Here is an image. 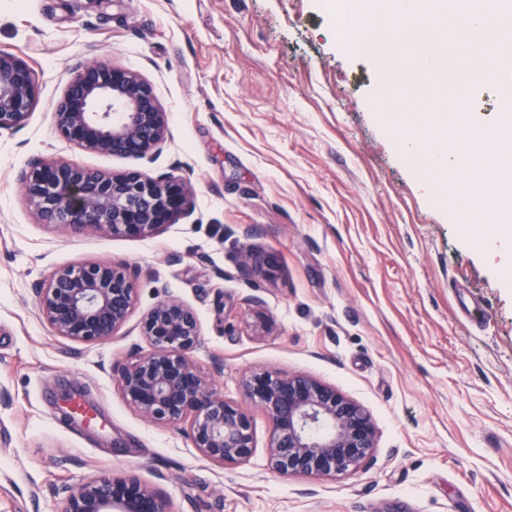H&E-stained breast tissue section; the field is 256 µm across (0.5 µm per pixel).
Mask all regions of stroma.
I'll list each match as a JSON object with an SVG mask.
<instances>
[{
  "mask_svg": "<svg viewBox=\"0 0 512 512\" xmlns=\"http://www.w3.org/2000/svg\"><path fill=\"white\" fill-rule=\"evenodd\" d=\"M464 33L454 13L420 18L403 45L413 65L431 31ZM395 87L385 132L369 54L336 40L327 0H0V51L35 68L24 125L0 133V512H57L58 489L99 471L157 484L172 512H512V288L470 243L459 194L421 196L397 138L478 146L512 122L507 78L461 88L448 76L477 43ZM108 57L149 82L169 135L152 159L85 151L53 122L74 67ZM36 160L109 173L171 174L192 190L188 217L144 239L50 226L26 205L19 172ZM273 259L266 279L241 262ZM129 266L136 300L112 339L52 332L36 285L59 268ZM198 314L203 368L226 399L250 370L305 373L360 403L375 426L371 459L336 478L282 476L268 462L270 422L252 409L255 449L205 460L182 429L127 405L117 370L144 349L138 324L164 298ZM81 395L91 418L70 416Z\"/></svg>",
  "mask_w": 512,
  "mask_h": 512,
  "instance_id": "obj_1",
  "label": "stroma"
}]
</instances>
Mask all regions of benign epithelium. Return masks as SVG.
I'll list each match as a JSON object with an SVG mask.
<instances>
[{
  "label": "benign epithelium",
  "mask_w": 512,
  "mask_h": 512,
  "mask_svg": "<svg viewBox=\"0 0 512 512\" xmlns=\"http://www.w3.org/2000/svg\"><path fill=\"white\" fill-rule=\"evenodd\" d=\"M38 82L22 57L0 51V131L21 127L36 103ZM66 141L98 154L147 158L165 141L168 116L136 71L99 58L79 63L53 112ZM23 195L44 224L132 239L155 235L189 214L191 189L172 175L135 169L120 174L74 163L37 162L18 175ZM265 277L269 260L246 254ZM37 308L54 334L77 344L102 343L129 320L134 281L111 261L57 269L35 289ZM149 345L119 371L123 400L145 419L183 426L207 460L241 464L254 451L245 405L269 418L271 468L289 476L334 477L361 466L375 448L369 414L335 387L305 374L255 370L228 401L193 358L198 316L178 299L158 301L139 323ZM58 512H170L162 490L130 473L102 472L58 490Z\"/></svg>",
  "instance_id": "obj_1"
}]
</instances>
